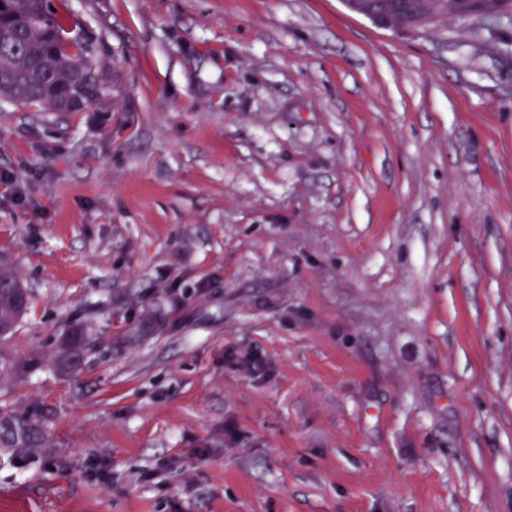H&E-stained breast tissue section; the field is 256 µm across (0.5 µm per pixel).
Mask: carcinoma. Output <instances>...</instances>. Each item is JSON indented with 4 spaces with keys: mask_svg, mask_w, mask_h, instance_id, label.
<instances>
[{
    "mask_svg": "<svg viewBox=\"0 0 512 512\" xmlns=\"http://www.w3.org/2000/svg\"><path fill=\"white\" fill-rule=\"evenodd\" d=\"M441 18L471 20L461 0H442ZM111 91L104 80L99 49L91 37L73 38L51 0H4L0 9V102L58 111L59 100L78 95L99 102ZM27 307L14 272L0 268V338L7 336ZM63 365L82 354L84 337L65 341Z\"/></svg>",
    "mask_w": 512,
    "mask_h": 512,
    "instance_id": "carcinoma-1",
    "label": "carcinoma"
}]
</instances>
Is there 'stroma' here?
<instances>
[{
  "label": "stroma",
  "mask_w": 512,
  "mask_h": 512,
  "mask_svg": "<svg viewBox=\"0 0 512 512\" xmlns=\"http://www.w3.org/2000/svg\"><path fill=\"white\" fill-rule=\"evenodd\" d=\"M52 2L112 94L0 109V512H512V26ZM27 307V296L14 272L0 268V338L7 336Z\"/></svg>",
  "instance_id": "1"
}]
</instances>
